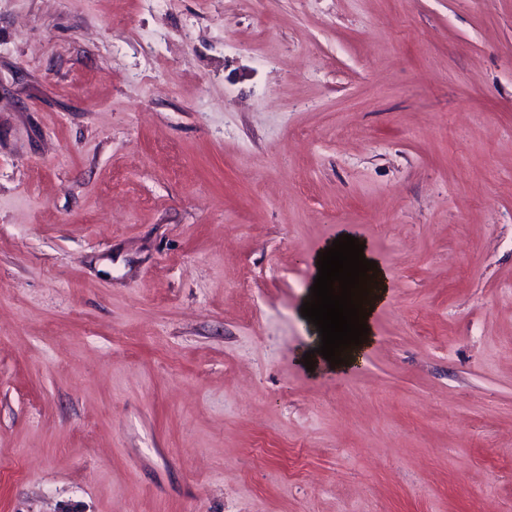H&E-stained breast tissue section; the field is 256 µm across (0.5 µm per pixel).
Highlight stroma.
I'll use <instances>...</instances> for the list:
<instances>
[{"label":"stroma","instance_id":"1","mask_svg":"<svg viewBox=\"0 0 512 512\" xmlns=\"http://www.w3.org/2000/svg\"><path fill=\"white\" fill-rule=\"evenodd\" d=\"M0 512H512V0H0ZM359 244H365L361 240H359ZM364 256L368 260L375 261V265L378 267V272L374 271H367L368 275L375 274V278H373V283H371L370 288V294L368 295V300H371V304H363V308L366 309L367 312V320H364L369 328L367 340L363 342V344H360L359 346H355L354 349L347 348L344 352H342L341 358H345V361H348V364H345L343 362L342 364L335 365L334 369L330 368V364L327 361V359H324L322 355H319L317 352H314V354H311L312 357V364H314V367L324 366L327 369L336 370V371H347L354 366H356L357 363H362L363 358L369 347L372 343V326H371V319L376 311V309L384 302L386 295L388 293L389 283L388 278L378 263V261L374 258V256L369 252L368 247L365 244L364 247Z\"/></svg>","mask_w":512,"mask_h":512}]
</instances>
